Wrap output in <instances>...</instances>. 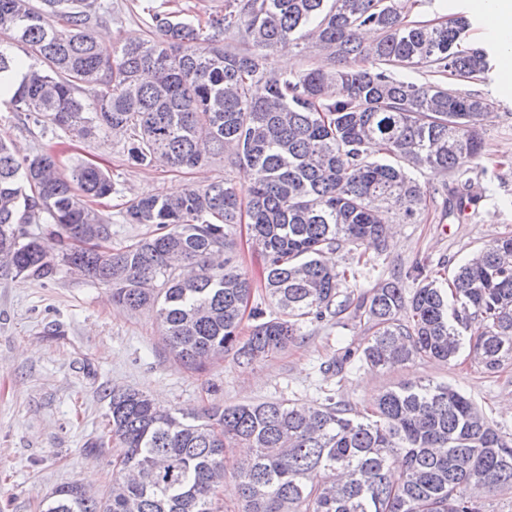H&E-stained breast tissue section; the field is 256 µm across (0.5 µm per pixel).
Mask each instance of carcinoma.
<instances>
[{
    "label": "carcinoma",
    "mask_w": 512,
    "mask_h": 512,
    "mask_svg": "<svg viewBox=\"0 0 512 512\" xmlns=\"http://www.w3.org/2000/svg\"><path fill=\"white\" fill-rule=\"evenodd\" d=\"M407 0H224L206 21L149 10L152 36L107 45L94 28L98 0H0V106L79 138L131 131L127 161L192 169L224 159L253 172L247 189L224 177L177 196H136L125 220L151 234L114 249L93 203L111 175L89 163L60 169L53 153L23 158L0 138V270L47 278L60 267L112 289L131 310L152 308L174 359L201 368L233 354L251 365L283 351L310 323L352 321L366 338L336 357L340 375L416 360L449 364L461 352L495 373L512 362V235L475 251L442 281L416 264L354 295L358 270L325 261L384 242L387 213L408 224L442 204L465 213L470 181L452 194L413 174L464 175L483 157L490 103L448 88L483 74L488 57L462 16L410 20ZM376 30L367 46L361 32ZM231 34L243 44H224ZM315 44L328 63L277 72L280 47ZM19 47L26 61L12 48ZM424 68L417 84L397 71ZM481 167V166H479ZM487 171V167H481ZM247 223L264 260L266 316L234 262ZM44 224L46 252L17 224ZM413 282L408 289L405 280ZM256 321L241 338L244 317ZM92 447L113 445L112 486L73 482L41 512H222L219 476L233 469L239 512H483L484 493L512 491V439L448 384H403L373 408L328 395L286 401L165 408L112 389ZM251 449L229 465L226 449Z\"/></svg>",
    "instance_id": "cac0c4a2"
}]
</instances>
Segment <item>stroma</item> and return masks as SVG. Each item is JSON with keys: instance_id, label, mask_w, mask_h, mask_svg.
Listing matches in <instances>:
<instances>
[{"instance_id": "stroma-1", "label": "stroma", "mask_w": 512, "mask_h": 512, "mask_svg": "<svg viewBox=\"0 0 512 512\" xmlns=\"http://www.w3.org/2000/svg\"><path fill=\"white\" fill-rule=\"evenodd\" d=\"M103 3L109 13L97 32L106 42L145 35L149 0ZM457 89L490 101L494 119L483 126L486 150L504 168L495 175L470 172L478 203L461 218L407 224L389 214L392 232L372 266L360 269L354 293L421 261L450 277L473 251L512 234V94L500 91L493 67ZM0 137L22 156L50 151L65 168L84 160L107 169L115 190L100 209L111 222L115 247L150 231L123 219L135 196L165 195L223 176L242 189L249 184L244 168L219 160L191 171L132 166L124 137L103 132L74 139L41 130L26 113L6 107L0 108ZM364 339L359 326L311 325L287 351L251 366L228 356L195 371L174 363L151 310L113 304L105 285L73 279L62 268L50 278L0 277V512H39L45 497L74 481L96 492L111 485L112 451L95 442L106 422L104 393L112 388L136 389L185 410L266 400L313 405L332 392L364 410L385 388L430 380L460 389L512 434V363L494 374L463 357L449 365L418 360L389 370L355 369L342 379L322 370V363Z\"/></svg>"}]
</instances>
